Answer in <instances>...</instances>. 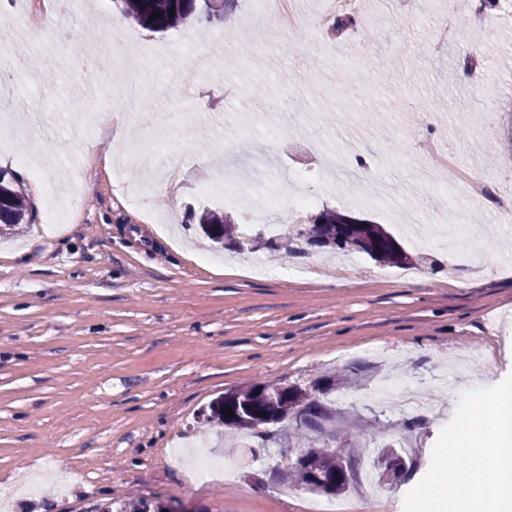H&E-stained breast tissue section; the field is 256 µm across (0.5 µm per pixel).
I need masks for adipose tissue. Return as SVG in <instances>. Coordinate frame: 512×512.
<instances>
[{
    "label": "adipose tissue",
    "mask_w": 512,
    "mask_h": 512,
    "mask_svg": "<svg viewBox=\"0 0 512 512\" xmlns=\"http://www.w3.org/2000/svg\"><path fill=\"white\" fill-rule=\"evenodd\" d=\"M495 400L498 409L489 419L482 416L478 404L457 408L462 435L456 448L472 461L466 478L468 494L459 496L454 477L439 471L415 502V512H434L443 499L450 512H478L487 503L493 504L496 512H512V389L501 390ZM488 469L496 473L491 485L483 480Z\"/></svg>",
    "instance_id": "ef3b65f1"
}]
</instances>
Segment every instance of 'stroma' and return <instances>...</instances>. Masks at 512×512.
Instances as JSON below:
<instances>
[{"instance_id":"obj_1","label":"stroma","mask_w":512,"mask_h":512,"mask_svg":"<svg viewBox=\"0 0 512 512\" xmlns=\"http://www.w3.org/2000/svg\"><path fill=\"white\" fill-rule=\"evenodd\" d=\"M444 18L400 16L393 0H362L363 29L317 40L325 0H303L301 24L270 34L251 0H239L224 27L186 25L149 32L124 20L132 44L122 73L142 99L103 80L86 83L78 64L30 53L14 24L0 22L10 52L42 74L38 86L0 99V120L37 116L25 135L0 149V167L22 182L28 224L0 239V492L24 471L42 479L31 494H12L10 512H87L136 495L170 512H306L310 491L276 480L279 439L217 438L201 412L224 393L257 382L305 389L335 411L362 458L346 491L344 512H407L436 464L464 473L452 453L454 408L512 385V223L488 212L437 177L415 143L430 133L421 114L456 125L450 135L461 162L483 141L482 168L512 175V20L488 10L482 45L468 22L471 0H433ZM96 21L56 9L43 41L72 44L76 34L105 33L112 0H93ZM448 26L450 41L440 40ZM207 46L210 72L196 49ZM483 61L465 76L460 55ZM363 156L369 173L398 186L394 206L363 205L359 190L323 166L332 151ZM53 152L56 167L77 160L82 194L64 199L72 223L48 224L50 205L22 158ZM270 154L274 166L244 186L237 202L201 193L212 167H248ZM131 166L141 193L129 206L113 168ZM309 171L305 184L286 170ZM308 193L307 210H266L267 195ZM229 207L241 230L276 233L290 226L288 249L209 252L198 235L203 210ZM333 209L384 225L411 256L410 265L380 264L363 253L308 245V219ZM448 231L462 217L487 225L478 250L450 249L430 234V218ZM429 232L419 243L415 231ZM262 263L264 273L250 267ZM352 383L330 389L331 370ZM425 389L431 411L390 408L384 389ZM205 440L209 453L236 468L234 483L196 481L174 460L177 439ZM393 441L404 472L377 486L374 458Z\"/></svg>"}]
</instances>
